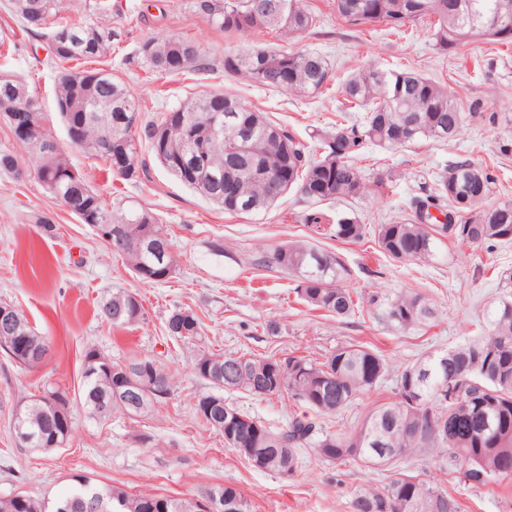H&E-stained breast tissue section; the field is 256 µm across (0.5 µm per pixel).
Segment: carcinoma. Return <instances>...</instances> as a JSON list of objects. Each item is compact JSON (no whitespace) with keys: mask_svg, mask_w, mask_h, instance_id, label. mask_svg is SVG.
Masks as SVG:
<instances>
[{"mask_svg":"<svg viewBox=\"0 0 512 512\" xmlns=\"http://www.w3.org/2000/svg\"><path fill=\"white\" fill-rule=\"evenodd\" d=\"M257 0H198L196 8L210 26L227 35H246L267 30L285 40L299 37L316 27L315 15L302 0H262L264 12L254 9ZM494 10L501 26L512 28V0H336V12L347 25L362 28L382 25L403 28L431 20L433 46L446 52L463 43L488 41L506 45L511 37H496L478 17ZM10 10L27 32H48L50 43L66 35L69 42L51 50L56 63L55 105L66 133L79 130L69 141L92 157L105 160L112 173L137 183L145 175L146 163L139 159V145H148L159 158V145H178L193 128H201L207 114L224 105V137L209 143L211 171L221 180L239 174L244 167L254 178L240 184L237 199L222 194L208 200L232 214H257L272 207L278 197L269 182L260 177L266 165L280 179L283 191L292 190L313 203L356 198L372 193L357 165L364 148L406 147L421 140L450 141L477 112L463 111L456 95L444 83L414 70H383L364 67L352 74L344 86L349 108L366 110L363 120L346 113L326 130H318L306 142L287 126L269 120L236 95L209 93L191 97L158 113L138 126L139 94L103 68L79 70L74 61H100L111 55L118 34L94 22L76 17L108 11V0H10ZM139 55L152 70L178 74L187 65L205 68V53L191 39L179 36L150 37ZM224 71L242 74L254 83L286 94L319 93L330 78L327 59L312 51L245 47L224 54ZM0 114L9 124L20 116L37 125L43 141L55 145L44 154L23 143L26 154L0 151V171L22 175L33 170L50 199L73 166L38 111L35 97L21 79L0 81ZM245 129L254 134L259 158L242 157L230 163L234 136ZM80 206L98 216L89 224L98 238L125 258L135 276L144 283H163L175 271V258L168 233L149 208L117 200L108 205L81 177ZM482 184L481 198L467 206L457 205L449 186ZM496 178L492 171L470 159L448 165L432 191L416 197L411 214L374 227L375 244L390 259L400 262L426 261L437 241L454 238L461 243L494 247L512 241V201L492 203ZM303 222L338 241L364 239L365 225L355 217L342 216L324 226L317 212L303 214ZM272 262L297 277L298 296L314 309L346 317L364 302L377 303L346 284L347 269L341 258L309 242L283 245ZM509 289L487 312L484 333L436 358H424L406 367L397 380L396 400L366 413L350 431L318 434L317 423L308 414H295L287 428L274 431L249 414L224 402V390H242L255 396L287 394L315 413L334 414L348 407L359 395L374 389L386 376L387 363L374 349L355 343L341 344L320 359L290 356H225L200 350L191 368L215 391L200 396L196 415L208 428L224 436L226 447L235 450L255 468L288 477L297 467V450L313 445L325 461L358 459L364 463L389 465L414 454L451 465L474 486L501 485L512 480V269L500 274ZM28 335L20 341L0 329V349L28 371L40 369L48 351L46 337L17 311ZM97 316L116 326L139 322L143 306L128 290H114L99 301ZM434 308L419 293L402 292L386 302L381 317L388 324L406 329L424 324ZM168 336L193 341L200 337L197 315L175 309L165 323ZM139 383L134 401L115 398L130 380ZM171 394V376L160 360L134 357L117 362L96 349L86 352L82 401L88 413L99 419L120 412L131 418L145 417ZM24 423L38 440L31 448L49 450L64 445L72 429L69 401L60 390L46 389L32 399L13 419ZM224 512H251L242 493L220 486ZM105 499L106 512H204L210 494L205 489L195 498L165 494H132L115 486H97L76 479L68 494L56 500L70 505L69 512H85L80 504L95 494ZM353 512H461L458 500L435 480L399 474L379 489L359 488L352 499ZM0 512H57L47 502L26 495L0 499Z\"/></svg>","mask_w":512,"mask_h":512,"instance_id":"1","label":"carcinoma"}]
</instances>
